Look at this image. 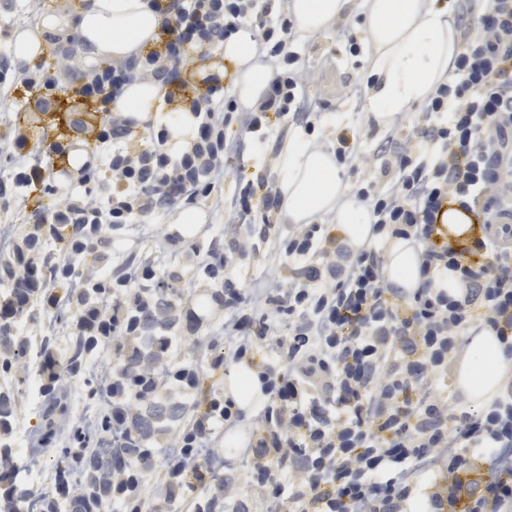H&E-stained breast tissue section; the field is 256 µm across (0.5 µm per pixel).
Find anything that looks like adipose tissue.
<instances>
[{"mask_svg":"<svg viewBox=\"0 0 512 512\" xmlns=\"http://www.w3.org/2000/svg\"><path fill=\"white\" fill-rule=\"evenodd\" d=\"M347 0H290L288 9L299 31L324 32L342 12ZM363 34L375 48L371 60L374 84L366 110L384 124L406 116L445 80L448 64L458 52L455 29L445 11L431 0H365ZM159 16L147 0H86L76 26L99 30L120 47L117 59L137 50L142 32L158 28ZM241 66V86L255 95L270 80V66L257 63L258 46L235 40L223 47ZM282 174L280 189L288 196L289 213L335 214L351 239H359L369 222L367 209L344 200L345 183L338 166L328 162L322 148L299 138L289 141L275 158Z\"/></svg>","mask_w":512,"mask_h":512,"instance_id":"1","label":"adipose tissue"}]
</instances>
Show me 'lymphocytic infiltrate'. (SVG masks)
I'll return each instance as SVG.
<instances>
[{"label":"lymphocytic infiltrate","instance_id":"lymphocytic-infiltrate-1","mask_svg":"<svg viewBox=\"0 0 512 512\" xmlns=\"http://www.w3.org/2000/svg\"><path fill=\"white\" fill-rule=\"evenodd\" d=\"M162 17L159 49L121 66L83 67L75 48L59 53L64 74L81 77L76 94L93 112L108 111L135 80L169 85L166 106L191 115L197 135L172 153L171 129L156 126L153 149L139 148L130 120L98 132L111 161V190L66 192L72 207L134 234L142 217L208 195L228 175L227 161L261 150L273 134L270 116L313 131L317 105L308 95L311 68L300 65L285 0H148ZM479 27H459L451 73L421 108L418 123L396 121L392 164L355 149L356 133L337 128L331 148L351 169L377 170L356 189L369 211L374 242L340 244L335 225L290 224L278 234L290 275L271 274L242 295L224 282V363L244 375L246 396L224 394V434L199 443L191 468L247 467L224 484L226 498L264 486L287 498L290 512H512V482L500 457L512 448V250L495 249L488 221L507 216L512 179V0H467ZM251 27L274 78L249 107H239L218 78L194 93L177 69L192 63L184 46L221 45ZM265 180L246 184L224 212L228 224L250 219L258 205L278 207ZM413 241L421 285L395 288L379 243ZM449 274L457 285L442 288ZM488 335L506 362L497 394L471 406L449 388L459 358ZM481 463V481L461 471ZM285 481L275 480L274 469Z\"/></svg>","mask_w":512,"mask_h":512}]
</instances>
